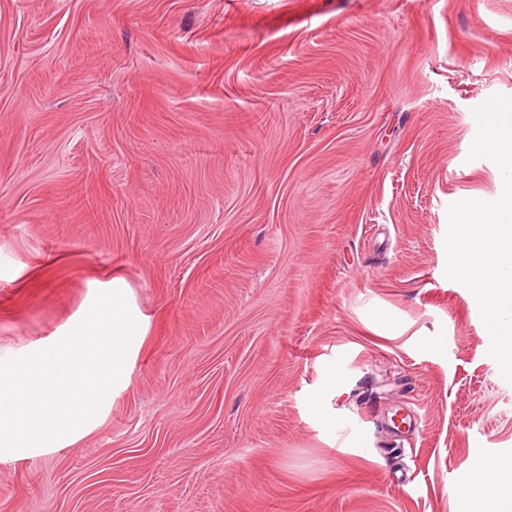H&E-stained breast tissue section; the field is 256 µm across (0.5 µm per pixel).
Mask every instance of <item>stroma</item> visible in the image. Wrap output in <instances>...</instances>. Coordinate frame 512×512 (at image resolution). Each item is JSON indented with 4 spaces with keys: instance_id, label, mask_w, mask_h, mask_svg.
<instances>
[{
    "instance_id": "stroma-1",
    "label": "stroma",
    "mask_w": 512,
    "mask_h": 512,
    "mask_svg": "<svg viewBox=\"0 0 512 512\" xmlns=\"http://www.w3.org/2000/svg\"><path fill=\"white\" fill-rule=\"evenodd\" d=\"M496 94L512 0H0V348L113 273L151 317L0 512H482L512 383L444 239Z\"/></svg>"
}]
</instances>
